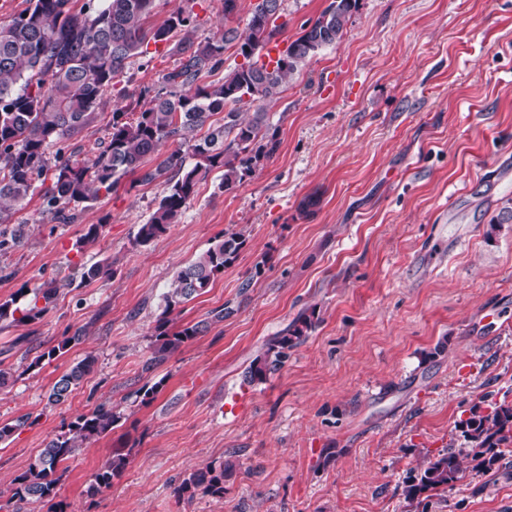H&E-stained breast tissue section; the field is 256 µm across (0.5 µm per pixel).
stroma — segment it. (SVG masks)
Returning <instances> with one entry per match:
<instances>
[{"label":"stroma","instance_id":"stroma-1","mask_svg":"<svg viewBox=\"0 0 512 512\" xmlns=\"http://www.w3.org/2000/svg\"><path fill=\"white\" fill-rule=\"evenodd\" d=\"M254 2L228 22L220 0H196V39L244 26ZM327 4L284 0L277 42ZM148 50L72 144L91 148L114 108L140 112L162 88L175 57L166 43ZM267 112L276 154L230 192L213 170L147 245L135 236L167 191L161 178L125 177L75 224L43 216L37 193L15 212L27 235L0 254V300L47 280L60 291L39 319L0 322L11 373L0 424L33 420L0 441L1 506L49 440L106 404L120 421L68 460L67 512H512V446L492 470L465 462L447 491L404 495L410 469L460 438L473 404L512 402V223L497 222L512 210V0H359L343 37ZM88 224L99 236L76 249ZM230 230L247 238L237 260L170 315L171 329L207 330L146 368L169 281ZM103 260L112 278L76 285ZM310 307L320 321L306 341L247 383L252 360ZM77 331L79 343L44 358ZM89 353L81 385L49 404ZM242 391L245 406L226 411ZM117 450L122 476L90 493ZM227 461L223 497L178 498L185 475ZM95 361V357L89 354L64 373L52 386L48 397L49 402L53 405L65 402L84 376L91 370Z\"/></svg>","mask_w":512,"mask_h":512}]
</instances>
